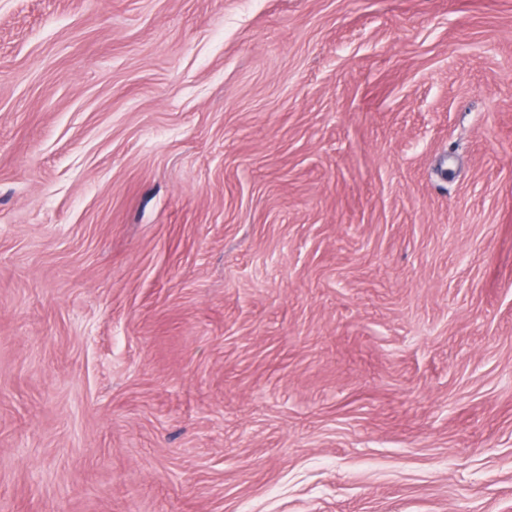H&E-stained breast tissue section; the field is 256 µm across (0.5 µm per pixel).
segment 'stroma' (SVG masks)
I'll return each instance as SVG.
<instances>
[{
  "label": "stroma",
  "mask_w": 512,
  "mask_h": 512,
  "mask_svg": "<svg viewBox=\"0 0 512 512\" xmlns=\"http://www.w3.org/2000/svg\"><path fill=\"white\" fill-rule=\"evenodd\" d=\"M0 512H512V0H0Z\"/></svg>",
  "instance_id": "obj_1"
}]
</instances>
